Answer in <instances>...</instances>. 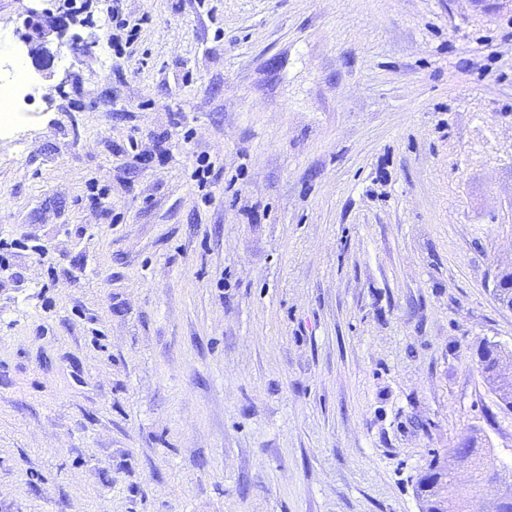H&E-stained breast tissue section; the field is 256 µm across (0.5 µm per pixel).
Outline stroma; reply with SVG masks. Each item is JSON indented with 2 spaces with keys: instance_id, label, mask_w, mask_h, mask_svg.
<instances>
[{
  "instance_id": "obj_1",
  "label": "stroma",
  "mask_w": 512,
  "mask_h": 512,
  "mask_svg": "<svg viewBox=\"0 0 512 512\" xmlns=\"http://www.w3.org/2000/svg\"><path fill=\"white\" fill-rule=\"evenodd\" d=\"M67 13L0 125V512H422L512 466V0ZM482 354L479 363L481 374L486 384L496 394V396L506 405L512 406V387L510 391H506L496 381V371L500 364L508 365L512 361L511 350H506L498 344L487 342L479 350L478 355ZM465 442V441H464ZM462 442V443H464ZM484 440L477 434L470 435L468 441L461 444L458 448H452L450 450L451 455L455 460H467V467L476 471V479L474 486L467 490L459 489L455 486L451 470H448L436 463L434 458L430 459L426 467L417 475L416 487L418 494L422 499L430 504H438L441 495L443 501L447 500L448 509L456 508L457 511H446V512H466L460 511L465 504L471 499L478 498L477 486L486 481V479H499V475L506 476L505 473H498L493 470L491 474L489 470H485L484 458L487 455L489 448H485ZM436 477L435 484L428 483L427 480ZM436 496L438 500L430 502V498Z\"/></svg>"
}]
</instances>
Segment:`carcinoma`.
Returning a JSON list of instances; mask_svg holds the SVG:
<instances>
[{
  "label": "carcinoma",
  "mask_w": 512,
  "mask_h": 512,
  "mask_svg": "<svg viewBox=\"0 0 512 512\" xmlns=\"http://www.w3.org/2000/svg\"><path fill=\"white\" fill-rule=\"evenodd\" d=\"M479 353L482 354L479 368L484 381L504 404L512 406V390L504 389L496 381L498 366L512 362V352L498 344L487 342ZM450 453L456 460L467 461L468 467L476 471L475 486L467 490L457 488L451 470L437 464L432 458L417 475L416 487L418 494L425 501L442 495L448 502V508L460 510L468 501L478 497V484L487 479L499 478V473L485 469L484 458L487 455V448L482 437L477 434L469 436L466 443L451 449Z\"/></svg>",
  "instance_id": "carcinoma-1"
}]
</instances>
